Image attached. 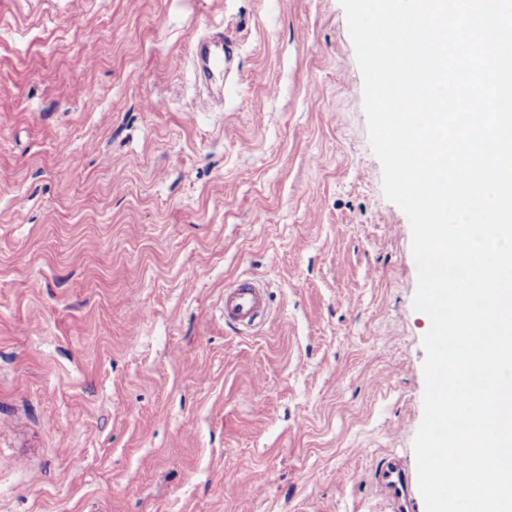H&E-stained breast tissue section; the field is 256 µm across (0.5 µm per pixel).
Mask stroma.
I'll use <instances>...</instances> for the list:
<instances>
[{
  "label": "stroma",
  "mask_w": 512,
  "mask_h": 512,
  "mask_svg": "<svg viewBox=\"0 0 512 512\" xmlns=\"http://www.w3.org/2000/svg\"><path fill=\"white\" fill-rule=\"evenodd\" d=\"M217 32L208 111L189 46ZM411 240L339 0H0V512H393ZM226 45L221 50L213 53L209 57V74L214 73L222 75L225 71H230L235 64V42L230 38H225ZM223 309L227 324L243 330L254 329L268 311L266 285L250 278L225 288ZM380 476L384 487L394 497L399 498L405 494L408 477L401 464L390 463L381 471Z\"/></svg>",
  "instance_id": "35a3bbf8"
}]
</instances>
